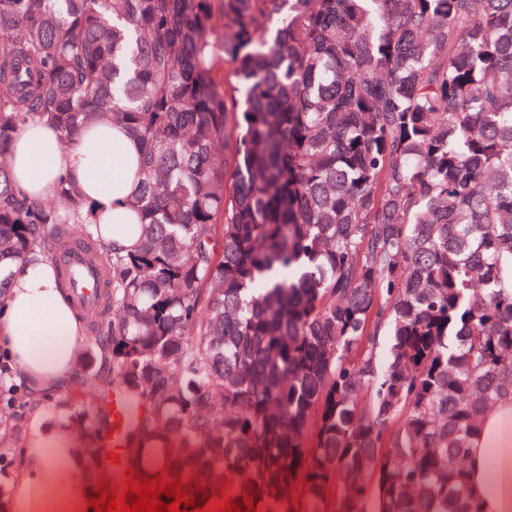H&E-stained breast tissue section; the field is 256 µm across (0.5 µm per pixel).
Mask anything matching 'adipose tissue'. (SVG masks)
Segmentation results:
<instances>
[{
  "mask_svg": "<svg viewBox=\"0 0 512 512\" xmlns=\"http://www.w3.org/2000/svg\"><path fill=\"white\" fill-rule=\"evenodd\" d=\"M139 154L137 141L119 125L82 129L65 146L53 126L35 122L16 134L9 166L17 186L35 202L53 196L59 180L75 181L103 240L130 247L134 240L125 227L135 218L127 201L138 189ZM88 341L51 262L35 257L13 269L0 304V345L34 399L69 386ZM27 428L22 466L11 482L10 512H91L89 478L69 423L47 426L37 409ZM469 468L482 512H512V399L499 402L483 419Z\"/></svg>",
  "mask_w": 512,
  "mask_h": 512,
  "instance_id": "1",
  "label": "adipose tissue"
}]
</instances>
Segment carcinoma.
<instances>
[{
    "instance_id": "1",
    "label": "carcinoma",
    "mask_w": 512,
    "mask_h": 512,
    "mask_svg": "<svg viewBox=\"0 0 512 512\" xmlns=\"http://www.w3.org/2000/svg\"><path fill=\"white\" fill-rule=\"evenodd\" d=\"M2 35L0 301L7 265L69 289L59 251L96 256L112 362L56 400L88 464L112 475L121 390L127 468L198 500L479 512L471 441L512 397V0H0ZM35 120L140 144L134 248L74 181L13 183ZM0 371L4 472L32 399ZM109 408L112 412V432L103 439V453L111 454L119 463L109 460L112 465V475L119 483L128 480L126 474V448H128L129 434L135 423L140 419L142 408L134 400L112 395L109 398ZM118 455V458H115Z\"/></svg>"
}]
</instances>
